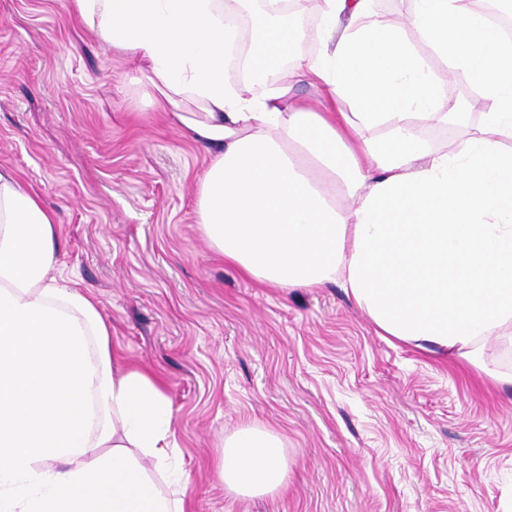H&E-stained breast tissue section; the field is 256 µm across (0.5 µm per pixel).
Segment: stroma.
Returning a JSON list of instances; mask_svg holds the SVG:
<instances>
[{
    "label": "stroma",
    "instance_id": "35a3bbf8",
    "mask_svg": "<svg viewBox=\"0 0 512 512\" xmlns=\"http://www.w3.org/2000/svg\"><path fill=\"white\" fill-rule=\"evenodd\" d=\"M70 13L0 0V165L59 220L64 272L99 301L124 365L159 375L193 512H512V384L380 335L340 285L273 288L217 257L199 223L217 150ZM274 432L286 492L241 498L226 438Z\"/></svg>",
    "mask_w": 512,
    "mask_h": 512
}]
</instances>
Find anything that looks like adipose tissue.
Returning a JSON list of instances; mask_svg holds the SVG:
<instances>
[{
	"label": "adipose tissue",
	"instance_id": "ef3b65f1",
	"mask_svg": "<svg viewBox=\"0 0 512 512\" xmlns=\"http://www.w3.org/2000/svg\"><path fill=\"white\" fill-rule=\"evenodd\" d=\"M280 0H72L77 20L125 53L190 139L218 147L198 213L217 255L271 286L340 283L379 332L476 362L512 344V43L473 0H411V26L485 102L480 125L439 150L422 127L460 120L405 28L373 0H323L324 48L277 66L297 30ZM250 9L245 75L230 80ZM314 85L321 111L293 96ZM369 127L382 138H364ZM56 215L0 165V512H191L187 482L161 492L146 467L174 451L163 381L119 366L97 300L59 273ZM225 488L282 490L280 438L224 443Z\"/></svg>",
	"mask_w": 512,
	"mask_h": 512
}]
</instances>
